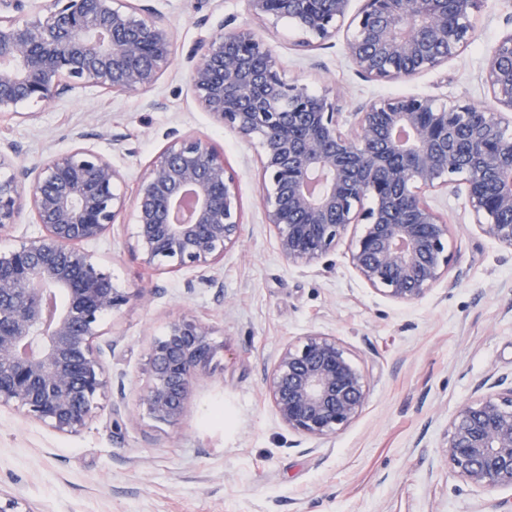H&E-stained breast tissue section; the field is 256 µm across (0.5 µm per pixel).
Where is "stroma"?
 <instances>
[{"label":"stroma","instance_id":"35a3bbf8","mask_svg":"<svg viewBox=\"0 0 512 512\" xmlns=\"http://www.w3.org/2000/svg\"><path fill=\"white\" fill-rule=\"evenodd\" d=\"M174 33L173 58L148 91L93 88L0 116V141L25 163L86 146L111 158L126 197L172 140L206 136L238 177L242 236L213 271L214 286L190 269L147 270L129 248L124 216L86 244L118 287L141 289L95 340L110 375L86 428L54 431L0 406V493L21 494L29 512H512V489L470 491L445 462L448 425L476 388L512 374V251L477 229L464 193L438 192L447 220V279L403 306L375 293L351 268L346 245L316 265L288 262L267 224L259 145L216 124L188 80V49L220 23L267 40L286 79L313 94L332 91L344 111L392 96L445 104L490 100L483 81L489 49L512 28V0H479L475 36L438 67L406 80L362 78L344 33L304 49L285 20H253L245 0H132ZM209 320L220 348L196 381L188 414L175 426L151 419L140 402L153 340L183 316ZM310 332L335 336L369 374L360 416L318 443L284 427L266 394L277 350Z\"/></svg>","mask_w":512,"mask_h":512}]
</instances>
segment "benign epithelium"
<instances>
[{"mask_svg":"<svg viewBox=\"0 0 512 512\" xmlns=\"http://www.w3.org/2000/svg\"><path fill=\"white\" fill-rule=\"evenodd\" d=\"M247 0L256 20H290L311 48L336 37L357 73L396 81L456 55L474 30L475 0ZM172 29L127 0H0V112L50 102L76 88L116 94L152 88L170 66ZM202 109L242 138L259 140L262 200L282 256L314 265L346 237L349 264L369 288L399 305L448 277L450 225L426 194L464 174L482 235L512 251V31L486 57L491 105L402 96L360 105L343 127L336 97L287 81L271 45L249 28L219 26L189 54ZM0 146V231L23 209L41 232L0 252V405L59 433H76L110 377L94 340L104 317L132 293L83 248L127 209L124 175L84 147L48 153L32 167ZM192 196L191 217L177 218ZM371 199L372 205L364 206ZM131 251L149 270L190 267L203 283L240 239L238 179L210 140L184 136L147 166L132 199ZM214 326L196 316L168 326L149 349L148 414L170 425L188 412L195 381L210 374ZM367 374L346 346L321 332L285 344L266 379L271 404L294 434L326 442L362 413ZM448 426V471L476 492L512 488V377L478 388Z\"/></svg>","mask_w":512,"mask_h":512,"instance_id":"benign-epithelium-1","label":"benign epithelium"}]
</instances>
